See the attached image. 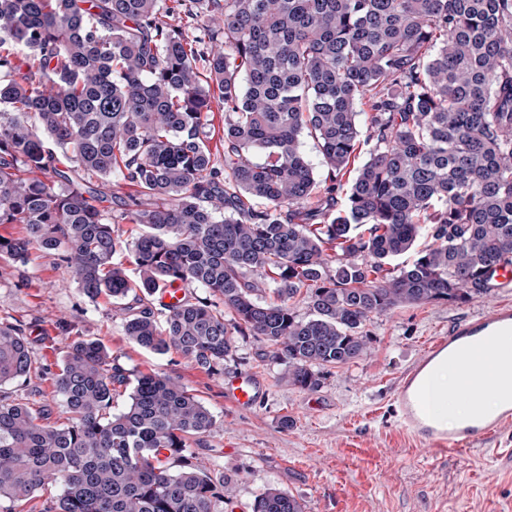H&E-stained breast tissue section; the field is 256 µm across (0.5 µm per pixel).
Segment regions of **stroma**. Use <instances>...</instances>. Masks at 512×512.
<instances>
[{"label": "stroma", "instance_id": "stroma-1", "mask_svg": "<svg viewBox=\"0 0 512 512\" xmlns=\"http://www.w3.org/2000/svg\"><path fill=\"white\" fill-rule=\"evenodd\" d=\"M512 303V288H495L463 303L403 305L366 325L368 354L321 373L316 390L291 385L265 346L237 337L223 373L205 371L176 353L139 348L124 334L122 305L89 300L65 265L32 251L18 266L0 258V319L38 321L35 348L55 366L70 343L60 322L100 339L125 368L179 379L217 416L216 429L194 445L211 475L234 486L236 512H251L270 486L287 490L306 512H512V458L480 450L440 457L421 449L393 411L394 388L433 337L458 319ZM252 374L264 394L240 410L224 399V378Z\"/></svg>", "mask_w": 512, "mask_h": 512}]
</instances>
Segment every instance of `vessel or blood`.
Returning <instances> with one entry per match:
<instances>
[{"mask_svg": "<svg viewBox=\"0 0 512 512\" xmlns=\"http://www.w3.org/2000/svg\"><path fill=\"white\" fill-rule=\"evenodd\" d=\"M467 360L480 368L487 383L512 391V374L501 373L512 362V304L501 303L492 310L453 323L447 334L434 339L418 360L404 373L394 389V409L402 428L427 450L439 455L471 451L475 445L495 438L512 426V398L490 414L445 427L443 421L454 401L439 395L433 373L441 362ZM261 384L251 374L226 378L224 397L232 405L247 409L259 397Z\"/></svg>", "mask_w": 512, "mask_h": 512, "instance_id": "obj_1", "label": "vessel or blood"}]
</instances>
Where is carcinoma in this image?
I'll use <instances>...</instances> for the list:
<instances>
[{"instance_id": "obj_1", "label": "carcinoma", "mask_w": 512, "mask_h": 512, "mask_svg": "<svg viewBox=\"0 0 512 512\" xmlns=\"http://www.w3.org/2000/svg\"><path fill=\"white\" fill-rule=\"evenodd\" d=\"M305 136L327 167L319 189ZM113 177L135 191L109 216ZM122 222L142 232L124 238ZM0 224L24 228L0 235V256L24 265L36 249L87 297L126 301L140 348L222 373L251 336L314 390L320 370L368 354L371 319L463 303L512 264V0H0ZM422 236L411 265H391ZM175 285L184 298L154 299ZM34 373L30 326L0 320V386ZM51 380L62 422L0 397L5 512L232 499L191 451L217 416L175 378L78 337ZM251 512L305 506L268 487Z\"/></svg>"}]
</instances>
